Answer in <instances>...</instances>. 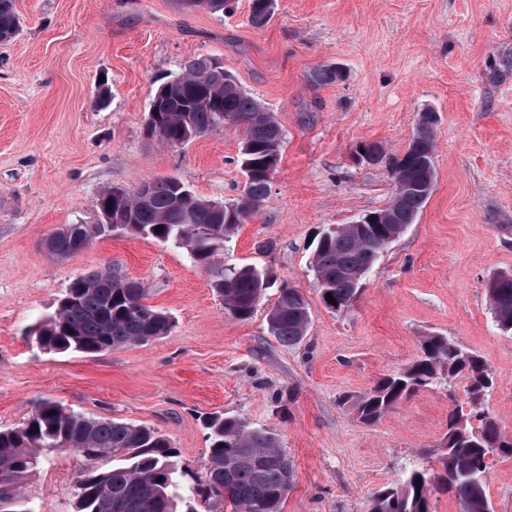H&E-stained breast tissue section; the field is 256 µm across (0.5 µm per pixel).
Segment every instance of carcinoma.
Segmentation results:
<instances>
[{
  "label": "carcinoma",
  "instance_id": "cac0c4a2",
  "mask_svg": "<svg viewBox=\"0 0 512 512\" xmlns=\"http://www.w3.org/2000/svg\"><path fill=\"white\" fill-rule=\"evenodd\" d=\"M20 19L13 0H0V35H17ZM512 74V52L495 59L491 77ZM190 115L196 136L235 121L251 151L241 155L247 180L234 202L236 219L224 220L216 203L194 196L175 198L171 180L154 181L147 203L134 191L122 198L108 189L100 193L97 208H110L112 231L135 226V235L170 243L186 251L191 262L208 271L210 284L230 317L246 321L270 287L265 273L252 266L224 263V242L241 224L260 211L270 191L265 171L267 154L281 146L282 128L273 113L237 84L212 80L208 62L195 61L180 73L172 96L155 118V139L165 146L182 144L185 115ZM437 133L435 121L420 115L417 130L402 157L392 163L395 192L388 206L376 211V224H340L321 232L309 263L324 304L342 311L359 298L364 280L383 252L395 241L428 201L434 185ZM191 208V221L181 211ZM161 231H156V227ZM87 242L99 234L98 225L69 224L54 232L48 249L59 258L74 255L73 230ZM331 294L336 303L326 299ZM145 288L119 268L107 267L74 279L55 312L35 330L46 351L98 354L134 343H148L167 335L171 317L143 302ZM488 297L500 332L512 335V272L499 273L488 283ZM310 323L308 303L290 287L279 289L267 314L268 332L283 345L300 344ZM468 379L471 406L468 418L480 426L461 427L459 408L448 415L439 466L417 465L394 482L378 489L363 512H433L436 492L451 493L460 512H492L486 488L488 448L512 455V436L480 410L496 385L480 356L448 337L430 333L421 338L420 355L401 371L379 379L372 390L355 402L357 419L372 425L424 388L443 379ZM209 448L204 487L183 482L172 442L159 431L111 419L69 411L51 399L38 401L22 425L0 430V512H39L25 492L28 481L52 453H74L82 459L76 487V512H196L191 501L220 486L216 505L230 512H280L292 487L293 465L283 453L277 435L235 416L211 414L204 420ZM421 482H416V479Z\"/></svg>",
  "mask_w": 512,
  "mask_h": 512
}]
</instances>
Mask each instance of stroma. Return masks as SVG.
<instances>
[{
	"mask_svg": "<svg viewBox=\"0 0 512 512\" xmlns=\"http://www.w3.org/2000/svg\"><path fill=\"white\" fill-rule=\"evenodd\" d=\"M23 28L0 42V429L51 398L91 416L166 435L189 478H201L205 416L224 413L278 434L294 464L282 512H362L410 466L436 461L463 378L432 386L372 425L351 399L416 359L420 339L448 336L497 377L486 408L512 434V336L497 328L490 278L512 272V76L490 65L512 51V0H276L251 24L250 0L230 12L179 0H14ZM220 60L278 120L284 137L258 215L227 244L237 265L274 285L252 318L227 316L208 273L185 251L105 233L59 259L45 238L96 224L103 189L175 178L223 203L241 193L238 129L177 148L147 137L160 84L194 60ZM340 67L341 81L311 85ZM437 119L435 190L414 224L386 247L355 305L328 309L309 270L322 230L384 208L391 162L423 110ZM376 142L379 160L356 149ZM173 319L167 336L94 356L53 353L30 336L77 276L109 265ZM300 289L305 340L281 345L266 313L282 286ZM81 460L52 455L32 477L40 512H75ZM494 512H512V456L491 458Z\"/></svg>",
	"mask_w": 512,
	"mask_h": 512,
	"instance_id": "stroma-1",
	"label": "stroma"
}]
</instances>
